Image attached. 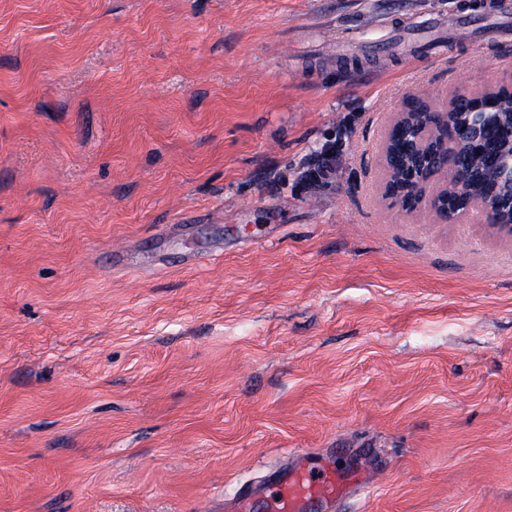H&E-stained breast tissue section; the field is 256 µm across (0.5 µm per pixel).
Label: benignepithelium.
Instances as JSON below:
<instances>
[{"instance_id": "obj_1", "label": "benign epithelium", "mask_w": 512, "mask_h": 512, "mask_svg": "<svg viewBox=\"0 0 512 512\" xmlns=\"http://www.w3.org/2000/svg\"><path fill=\"white\" fill-rule=\"evenodd\" d=\"M450 110L424 98L409 99L396 113L381 146L383 197L406 212L424 204L442 224L456 220L448 206V181L439 176L452 165L448 140L456 137V129L448 119ZM496 179L505 200H512V150L501 157ZM503 204L496 197L478 198L470 200L467 208L479 209L486 223L512 232V222L501 210Z\"/></svg>"}]
</instances>
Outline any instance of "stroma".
I'll return each instance as SVG.
<instances>
[{
  "mask_svg": "<svg viewBox=\"0 0 512 512\" xmlns=\"http://www.w3.org/2000/svg\"><path fill=\"white\" fill-rule=\"evenodd\" d=\"M491 5L0 0V512L291 464L365 477L315 512H512V235L391 205L379 149L512 79Z\"/></svg>",
  "mask_w": 512,
  "mask_h": 512,
  "instance_id": "obj_1",
  "label": "stroma"
}]
</instances>
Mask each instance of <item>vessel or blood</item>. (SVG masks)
<instances>
[{"mask_svg": "<svg viewBox=\"0 0 512 512\" xmlns=\"http://www.w3.org/2000/svg\"><path fill=\"white\" fill-rule=\"evenodd\" d=\"M265 493L272 512H309L314 500L334 503L346 490L338 481L313 479L309 470L297 466L268 484Z\"/></svg>", "mask_w": 512, "mask_h": 512, "instance_id": "obj_1", "label": "vessel or blood"}]
</instances>
